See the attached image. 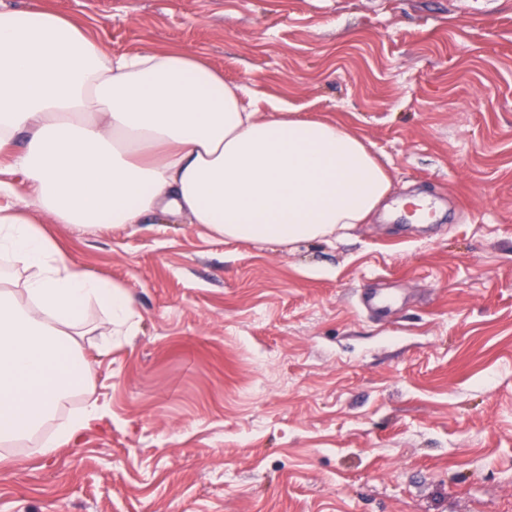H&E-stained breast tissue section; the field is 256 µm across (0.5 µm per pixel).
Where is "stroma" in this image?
Instances as JSON below:
<instances>
[{"label": "stroma", "mask_w": 512, "mask_h": 512, "mask_svg": "<svg viewBox=\"0 0 512 512\" xmlns=\"http://www.w3.org/2000/svg\"><path fill=\"white\" fill-rule=\"evenodd\" d=\"M112 54L184 48L387 167L386 208L311 242L44 222L126 288L81 340L104 410L0 447V512H512V0H0ZM385 296L361 304L365 291Z\"/></svg>", "instance_id": "obj_1"}]
</instances>
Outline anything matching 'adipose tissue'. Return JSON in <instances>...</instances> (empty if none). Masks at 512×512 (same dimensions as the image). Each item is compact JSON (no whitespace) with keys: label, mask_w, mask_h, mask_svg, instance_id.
Returning a JSON list of instances; mask_svg holds the SVG:
<instances>
[{"label":"adipose tissue","mask_w":512,"mask_h":512,"mask_svg":"<svg viewBox=\"0 0 512 512\" xmlns=\"http://www.w3.org/2000/svg\"><path fill=\"white\" fill-rule=\"evenodd\" d=\"M247 91L179 48L112 56L74 20L0 8V179L58 224L186 218L228 241L290 245L362 224L391 180L338 121L302 119L280 102L260 113ZM0 254L25 274L0 290V446L37 438L40 454L100 416L96 403L52 431L55 413L95 371L81 352L88 309L108 333H136L125 288L68 261L36 220L0 206Z\"/></svg>","instance_id":"ef3b65f1"}]
</instances>
